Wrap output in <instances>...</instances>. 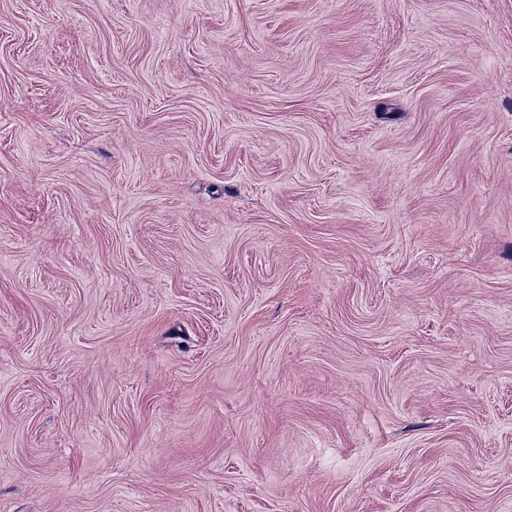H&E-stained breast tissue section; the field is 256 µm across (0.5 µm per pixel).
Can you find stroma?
Listing matches in <instances>:
<instances>
[{
  "label": "stroma",
  "mask_w": 512,
  "mask_h": 512,
  "mask_svg": "<svg viewBox=\"0 0 512 512\" xmlns=\"http://www.w3.org/2000/svg\"><path fill=\"white\" fill-rule=\"evenodd\" d=\"M0 512H512V0H0Z\"/></svg>",
  "instance_id": "35a3bbf8"
}]
</instances>
